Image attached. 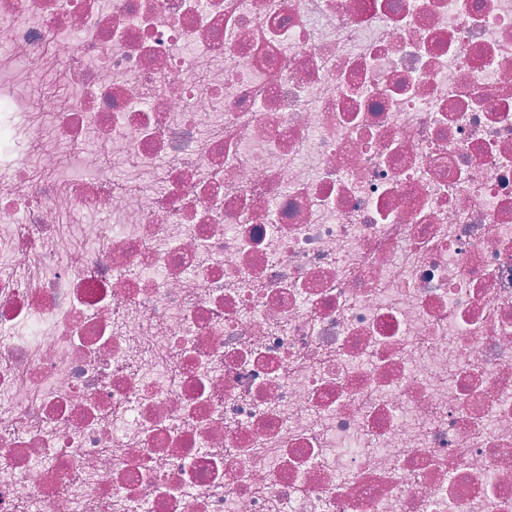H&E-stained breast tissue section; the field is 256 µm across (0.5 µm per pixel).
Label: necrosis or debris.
<instances>
[{
	"label": "necrosis or debris",
	"instance_id": "obj_1",
	"mask_svg": "<svg viewBox=\"0 0 512 512\" xmlns=\"http://www.w3.org/2000/svg\"><path fill=\"white\" fill-rule=\"evenodd\" d=\"M0 512H512V0H0Z\"/></svg>",
	"mask_w": 512,
	"mask_h": 512
}]
</instances>
